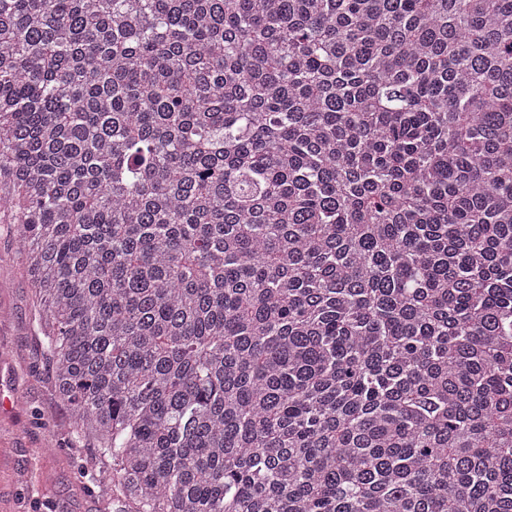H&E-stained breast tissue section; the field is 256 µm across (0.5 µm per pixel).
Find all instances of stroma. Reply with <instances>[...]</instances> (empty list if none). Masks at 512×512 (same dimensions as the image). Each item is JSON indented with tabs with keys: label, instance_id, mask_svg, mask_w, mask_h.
Returning <instances> with one entry per match:
<instances>
[{
	"label": "stroma",
	"instance_id": "1",
	"mask_svg": "<svg viewBox=\"0 0 512 512\" xmlns=\"http://www.w3.org/2000/svg\"><path fill=\"white\" fill-rule=\"evenodd\" d=\"M16 227L0 214V512H108L77 477L71 414L51 387Z\"/></svg>",
	"mask_w": 512,
	"mask_h": 512
}]
</instances>
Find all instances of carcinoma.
<instances>
[{
	"mask_svg": "<svg viewBox=\"0 0 512 512\" xmlns=\"http://www.w3.org/2000/svg\"><path fill=\"white\" fill-rule=\"evenodd\" d=\"M124 512H512V0H0V212Z\"/></svg>",
	"mask_w": 512,
	"mask_h": 512,
	"instance_id": "cac0c4a2",
	"label": "carcinoma"
}]
</instances>
